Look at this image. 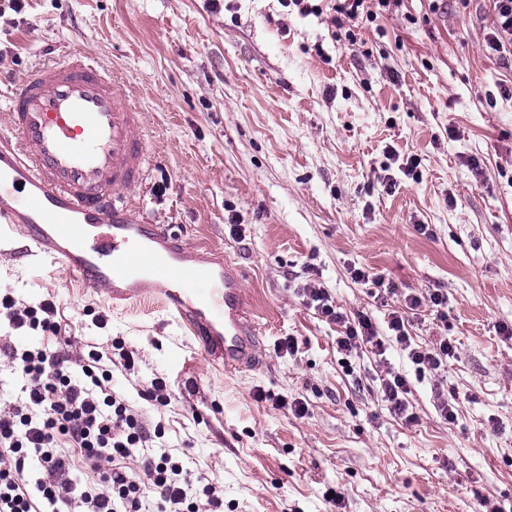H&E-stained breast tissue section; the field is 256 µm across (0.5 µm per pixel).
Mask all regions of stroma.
Here are the masks:
<instances>
[{"label":"stroma","instance_id":"obj_1","mask_svg":"<svg viewBox=\"0 0 512 512\" xmlns=\"http://www.w3.org/2000/svg\"><path fill=\"white\" fill-rule=\"evenodd\" d=\"M429 5L402 0L353 47L282 0H0V113L76 47L121 77L152 157L140 210L234 263L256 328L251 363L225 368L158 302L111 304L18 234L0 243V294L51 301L57 333L0 336L101 355L224 512H512V57L487 53L483 0ZM307 285L382 335L407 295L445 294L408 330L455 356L422 373L393 341L346 355ZM398 371L411 423L381 397ZM158 382L164 407L147 396Z\"/></svg>","mask_w":512,"mask_h":512}]
</instances>
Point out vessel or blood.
<instances>
[{"mask_svg": "<svg viewBox=\"0 0 512 512\" xmlns=\"http://www.w3.org/2000/svg\"><path fill=\"white\" fill-rule=\"evenodd\" d=\"M149 165L124 83L72 50L11 87L0 114V239L23 228L31 256L107 300L158 295L225 367L244 364L252 332L239 273L137 213Z\"/></svg>", "mask_w": 512, "mask_h": 512, "instance_id": "obj_1", "label": "vessel or blood"}]
</instances>
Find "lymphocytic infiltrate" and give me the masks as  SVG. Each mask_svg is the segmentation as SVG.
Returning a JSON list of instances; mask_svg holds the SVG:
<instances>
[{
  "mask_svg": "<svg viewBox=\"0 0 512 512\" xmlns=\"http://www.w3.org/2000/svg\"><path fill=\"white\" fill-rule=\"evenodd\" d=\"M398 0H284L300 15L330 13L334 26L343 28L350 44H357L356 29L373 23L378 13ZM493 22L486 40L489 53L512 55V0H489ZM307 305L340 328L336 345L350 352L371 346L385 353L371 318L349 319L330 304L319 288H303ZM422 301L407 296L405 311L388 315L402 350L419 369L436 372L455 354L448 340L432 348L413 346L407 333V313ZM55 309L43 301L38 306H19L10 295L0 296V314L11 329L52 331ZM5 357L22 381L21 399L0 408V512H147L146 499H153L154 512H222L224 499L209 484L194 485L191 471L171 455H148L142 460L144 475L126 470L122 459L153 440L147 424L129 407L124 396L112 389L109 374H97V354H90L86 368L73 372L66 357L48 347L19 349L0 344ZM71 443L94 479L75 489L72 458L63 448Z\"/></svg>",
  "mask_w": 512,
  "mask_h": 512,
  "instance_id": "f902f5d3",
  "label": "lymphocytic infiltrate"
}]
</instances>
